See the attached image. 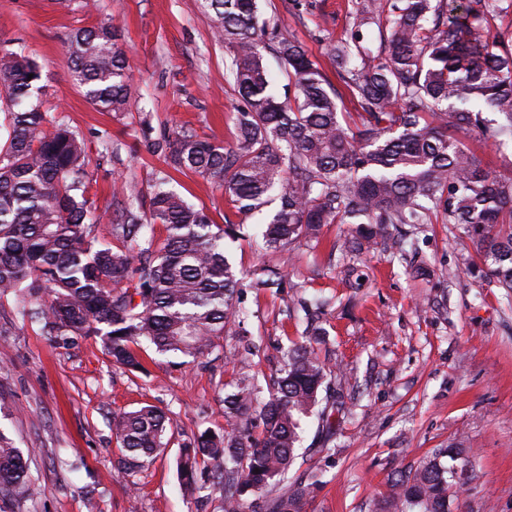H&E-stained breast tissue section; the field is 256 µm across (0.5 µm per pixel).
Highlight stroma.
Returning <instances> with one entry per match:
<instances>
[{"instance_id": "obj_1", "label": "stroma", "mask_w": 512, "mask_h": 512, "mask_svg": "<svg viewBox=\"0 0 512 512\" xmlns=\"http://www.w3.org/2000/svg\"><path fill=\"white\" fill-rule=\"evenodd\" d=\"M357 2L266 0L264 11L320 58L349 37ZM103 21L116 26L131 74L130 105L118 117L91 104L70 70L71 34ZM0 40L39 63L46 108L84 143L99 211L114 212L120 179L137 183L148 204L165 169L171 188L214 223L239 225L236 268L281 266L286 288H240L261 393L301 332L297 298L335 296L321 325L331 366L348 378L350 414L328 443L318 415L302 422L300 470L320 481L306 512H379L394 474L450 446L463 449L473 479L450 497L449 512H512V292L472 266L457 228L398 225L392 234L403 254L366 251L347 276L328 255L354 225H324L317 247L285 260L258 247L257 217L237 212L205 179L168 169L156 142L187 126L231 143L243 105L225 80L227 49L201 0H97L90 14L74 0H0ZM20 307L19 296L0 298V437L28 460L36 492L1 497L0 512H216L214 501L183 496L176 459L194 433L223 426L237 337L224 334L194 361L140 345L147 371L133 374L112 365L100 338L54 346L19 318ZM145 405L167 413L171 439L130 477L113 465L121 449L112 419Z\"/></svg>"}]
</instances>
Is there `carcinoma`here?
<instances>
[{
	"label": "carcinoma",
	"instance_id": "carcinoma-1",
	"mask_svg": "<svg viewBox=\"0 0 512 512\" xmlns=\"http://www.w3.org/2000/svg\"><path fill=\"white\" fill-rule=\"evenodd\" d=\"M503 0H359L350 39L328 59L356 113L341 112L321 64L291 34L263 17L260 0H204L229 49L225 80L244 102L232 143L189 129L157 143L178 171L224 190L240 213L275 209L256 237L288 254L301 241L317 243L326 224H358L343 254L373 242L395 256L388 229L398 224H456L499 287L512 291V175L482 164L458 134L486 143L512 139V44L491 30ZM377 27L380 52L361 60L362 30ZM71 74L92 104L116 114L130 99L125 53L115 26L80 28L70 38ZM288 77L284 97L272 87L265 52ZM41 71L0 42V96L12 110L0 144V297L24 293L20 314L69 347L101 339L111 362L130 372L145 367L134 346L145 340L161 354L198 359L243 325L237 302L248 272L229 260L236 225L212 223L208 213L155 175L149 211L139 191L122 184L123 206L111 237L96 233L100 217L90 196L83 141L29 99L41 91ZM497 112L492 123L483 113ZM360 128L352 132L349 119ZM165 228L157 242L153 226ZM268 267L257 289L283 287ZM334 304L317 295L305 306V340L284 353L268 398L242 375L224 396L225 425L204 430L182 447L177 473L191 495L206 485L221 493L222 512H304L314 484L297 482L272 494L297 459L301 420L322 401L334 371L314 343L325 335L315 316ZM168 418L146 405L112 420L121 447L115 465L134 474L167 446ZM468 463L459 448H440L391 484L383 512H448L466 482L442 459ZM33 481L21 451L0 445V494L29 496Z\"/></svg>",
	"mask_w": 512,
	"mask_h": 512
}]
</instances>
